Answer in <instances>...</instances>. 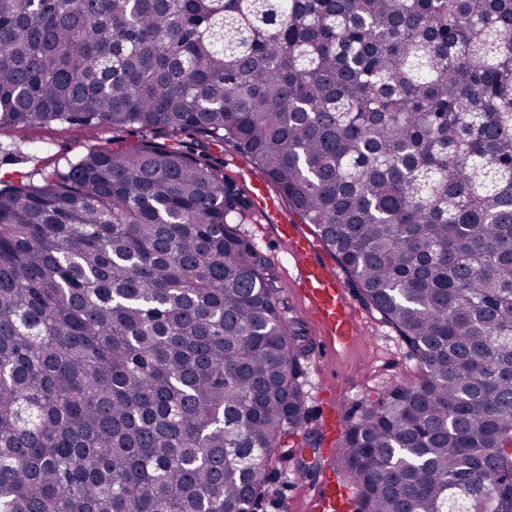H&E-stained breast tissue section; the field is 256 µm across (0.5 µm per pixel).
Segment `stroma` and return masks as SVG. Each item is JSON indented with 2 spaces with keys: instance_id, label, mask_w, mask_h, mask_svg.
I'll use <instances>...</instances> for the list:
<instances>
[{
  "instance_id": "stroma-1",
  "label": "stroma",
  "mask_w": 512,
  "mask_h": 512,
  "mask_svg": "<svg viewBox=\"0 0 512 512\" xmlns=\"http://www.w3.org/2000/svg\"><path fill=\"white\" fill-rule=\"evenodd\" d=\"M150 142L156 145H189L188 137L176 138L158 131H116L105 125L51 124L33 127L25 134L0 128V179L14 180L20 174L40 180L43 174L64 169L67 163L90 150ZM247 237L257 246L275 271L280 286L279 300L287 318L298 320L307 336H316V328L295 295L296 265L287 253L286 244L278 237L277 227L265 223L257 209H250L243 224ZM341 280L354 307L368 321L365 338L346 369L336 363L311 354L304 365V388L307 393L308 417L306 428L313 434L310 447L303 452L302 461H290L276 475L262 497L258 512H306L309 481L300 480L302 462H315V477L333 473L338 481L348 482L339 460L330 456L334 445L331 434L321 427L325 388L331 375L343 378L349 392L337 406V417L365 401L376 399L386 389L402 383L416 370V361L395 330L383 323L379 315L367 309L349 275Z\"/></svg>"
}]
</instances>
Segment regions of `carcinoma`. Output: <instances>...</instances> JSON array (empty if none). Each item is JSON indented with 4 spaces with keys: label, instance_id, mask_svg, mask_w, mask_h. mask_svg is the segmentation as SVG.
Instances as JSON below:
<instances>
[{
    "label": "carcinoma",
    "instance_id": "1",
    "mask_svg": "<svg viewBox=\"0 0 512 512\" xmlns=\"http://www.w3.org/2000/svg\"><path fill=\"white\" fill-rule=\"evenodd\" d=\"M193 135L0 180L9 512H246L308 443L272 182L417 359L338 444L349 512H512V0H0V128Z\"/></svg>",
    "mask_w": 512,
    "mask_h": 512
}]
</instances>
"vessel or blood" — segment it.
I'll return each mask as SVG.
<instances>
[{"label":"vessel or blood","mask_w":512,"mask_h":512,"mask_svg":"<svg viewBox=\"0 0 512 512\" xmlns=\"http://www.w3.org/2000/svg\"><path fill=\"white\" fill-rule=\"evenodd\" d=\"M266 222L278 225L281 238L296 239L295 256L299 263L298 295L320 328V348L323 356L342 358L354 348L359 326L348 293L335 270L309 258V245L296 238L290 224L272 205L263 207ZM351 499L349 488L331 476H324L314 492L312 512H347Z\"/></svg>","instance_id":"b4317fda"}]
</instances>
